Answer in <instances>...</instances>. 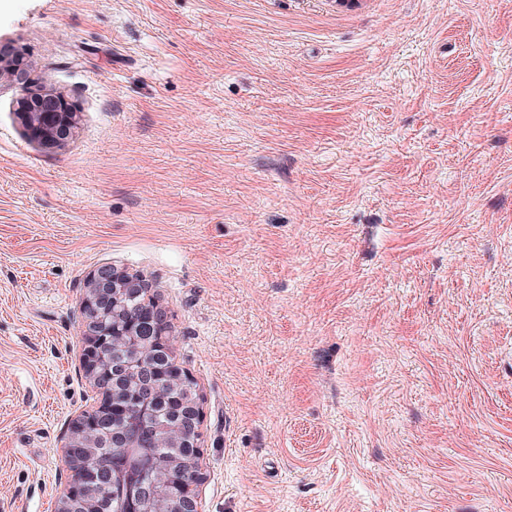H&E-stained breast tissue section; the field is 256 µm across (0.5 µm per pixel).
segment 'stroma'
I'll return each mask as SVG.
<instances>
[{
  "instance_id": "obj_1",
  "label": "stroma",
  "mask_w": 512,
  "mask_h": 512,
  "mask_svg": "<svg viewBox=\"0 0 512 512\" xmlns=\"http://www.w3.org/2000/svg\"><path fill=\"white\" fill-rule=\"evenodd\" d=\"M0 512H57L89 273L201 398L204 512H512V0H0ZM20 84L23 97L20 99L21 120L31 137L46 148L64 145L72 136L76 125V107L64 95L44 89H33L20 53L0 51V83ZM47 112H54L60 122L46 127L42 119Z\"/></svg>"
}]
</instances>
